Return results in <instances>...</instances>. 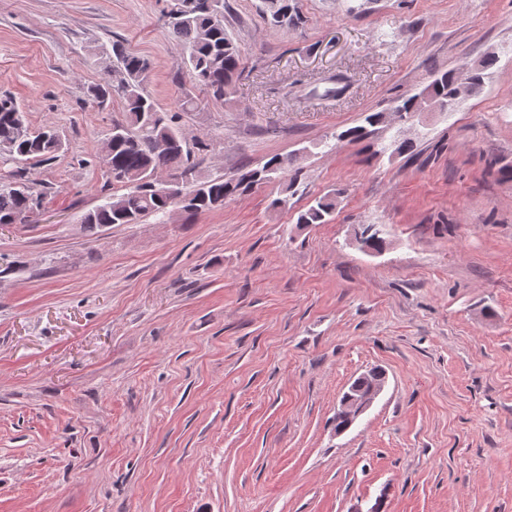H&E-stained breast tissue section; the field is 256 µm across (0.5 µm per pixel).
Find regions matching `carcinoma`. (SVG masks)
Here are the masks:
<instances>
[{
  "mask_svg": "<svg viewBox=\"0 0 512 512\" xmlns=\"http://www.w3.org/2000/svg\"><path fill=\"white\" fill-rule=\"evenodd\" d=\"M203 0H168L166 26L183 50V64L194 81L204 85L216 98L231 94L234 75L239 65L237 46L224 29V0L214 8L202 5ZM293 0H264L267 22L277 29L300 17ZM105 55V71L101 81L90 87L94 101L103 103L117 98L123 104L125 120L113 124L120 134H108L110 157L105 166L112 182L124 188L121 194L106 197L104 203L86 212L81 220L84 228L93 231L112 224H136L146 216H169L174 211L198 214L224 207V203L251 188L277 180L281 192L293 191L295 178L288 177L292 164L284 157L272 156L262 167L243 170L230 179L212 177L198 169L195 154L175 116L161 111L146 93L144 82L150 69L148 59L126 52L119 43ZM486 59L463 74L446 71L417 93L396 101L391 115L407 120L418 112L446 111L458 99L460 85L471 93L482 90ZM365 125L350 128L341 139H358L366 134V126L387 122L384 112L364 116ZM53 127L30 129L27 115L17 100L0 94V152L12 160L47 162L62 149L60 137L49 135ZM178 170L188 177L190 186H181L182 199L173 197L168 186L156 175L166 170ZM45 192L33 183L18 181L0 185V224H20L28 214L42 207ZM336 209V194H326L313 200L307 210L299 213L298 224H326Z\"/></svg>",
  "mask_w": 512,
  "mask_h": 512,
  "instance_id": "obj_1",
  "label": "carcinoma"
}]
</instances>
